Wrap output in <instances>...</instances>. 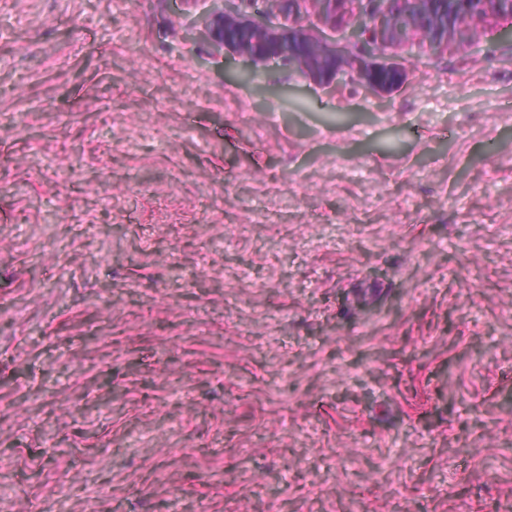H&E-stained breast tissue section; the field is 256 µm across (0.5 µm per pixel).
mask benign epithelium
I'll return each mask as SVG.
<instances>
[{"label": "benign epithelium", "mask_w": 512, "mask_h": 512, "mask_svg": "<svg viewBox=\"0 0 512 512\" xmlns=\"http://www.w3.org/2000/svg\"><path fill=\"white\" fill-rule=\"evenodd\" d=\"M291 4L299 0H241L257 12L273 10L278 3ZM463 7L469 22L489 18L503 23L502 31L512 37V0H455ZM315 0L320 15L331 23L341 21L349 39L364 45V51L374 52L384 43L402 38L395 23L404 17L408 31L420 32L437 46L451 41L453 28L448 21L446 0ZM205 36L215 49H231L254 63L271 59H286L289 66L308 75L322 85H331L339 72L351 67L356 70L361 86L373 92L381 87L375 82L377 68L363 58L349 61L337 50L329 49L305 33L290 27L271 28L246 18L238 7L218 2L205 25Z\"/></svg>", "instance_id": "obj_1"}]
</instances>
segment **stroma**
Returning a JSON list of instances; mask_svg holds the SVG:
<instances>
[{
	"mask_svg": "<svg viewBox=\"0 0 512 512\" xmlns=\"http://www.w3.org/2000/svg\"><path fill=\"white\" fill-rule=\"evenodd\" d=\"M212 7L0 0V512H512V40ZM215 2L218 5L210 14L204 31L213 48L231 49L254 63L286 59L289 66L321 85H332L339 72L351 67L356 70L364 89L381 91L374 79L379 67L370 66L362 57L351 62L339 51L323 46L300 30L290 26L271 28L246 18L239 7ZM376 76L382 87L393 86L400 78L396 69L388 67H381Z\"/></svg>",
	"mask_w": 512,
	"mask_h": 512,
	"instance_id": "1",
	"label": "stroma"
}]
</instances>
